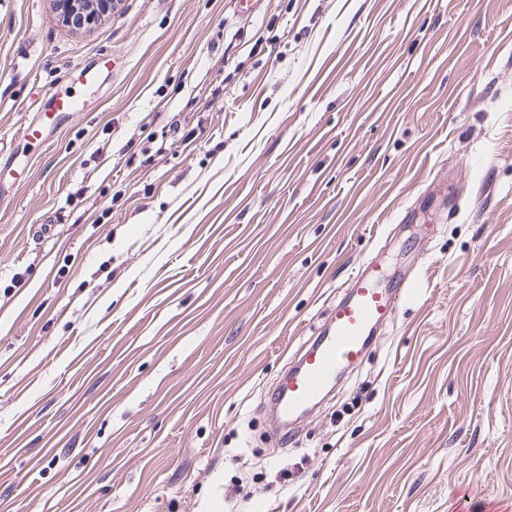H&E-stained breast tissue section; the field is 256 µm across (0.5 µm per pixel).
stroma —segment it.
Listing matches in <instances>:
<instances>
[{"instance_id": "35a3bbf8", "label": "stroma", "mask_w": 512, "mask_h": 512, "mask_svg": "<svg viewBox=\"0 0 512 512\" xmlns=\"http://www.w3.org/2000/svg\"><path fill=\"white\" fill-rule=\"evenodd\" d=\"M0 137V512L512 503V0H0ZM371 257L420 294L271 438ZM59 19L75 29H86L112 12V0H53ZM33 98L29 108L34 117L18 130L21 139L29 142H44L49 132L60 129L62 121L72 112H82L79 101L67 94H44Z\"/></svg>"}]
</instances>
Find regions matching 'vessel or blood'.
<instances>
[{"instance_id": "obj_1", "label": "vessel or blood", "mask_w": 512, "mask_h": 512, "mask_svg": "<svg viewBox=\"0 0 512 512\" xmlns=\"http://www.w3.org/2000/svg\"><path fill=\"white\" fill-rule=\"evenodd\" d=\"M30 109L34 117L18 134L25 141L41 143L47 133L60 129L65 117L79 111L80 104L73 96L47 93L33 98ZM415 294L412 284L384 286L377 262L361 263L326 324L300 348L298 362L273 394L271 404L278 424L287 426L303 415L346 367L361 361L370 337Z\"/></svg>"}]
</instances>
